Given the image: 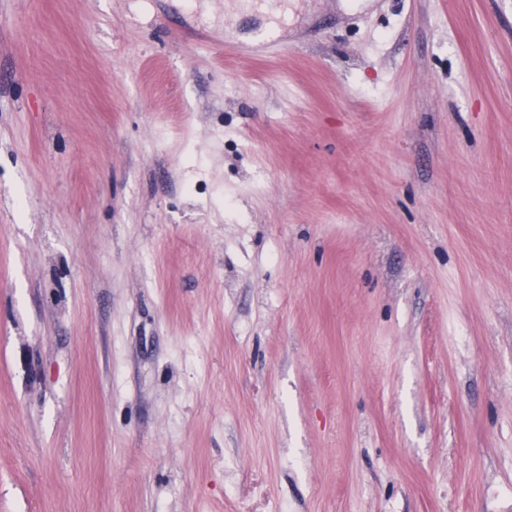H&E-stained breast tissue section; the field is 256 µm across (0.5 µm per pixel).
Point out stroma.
<instances>
[{
	"mask_svg": "<svg viewBox=\"0 0 512 512\" xmlns=\"http://www.w3.org/2000/svg\"><path fill=\"white\" fill-rule=\"evenodd\" d=\"M277 11L0 0V512H512V0Z\"/></svg>",
	"mask_w": 512,
	"mask_h": 512,
	"instance_id": "1",
	"label": "stroma"
}]
</instances>
